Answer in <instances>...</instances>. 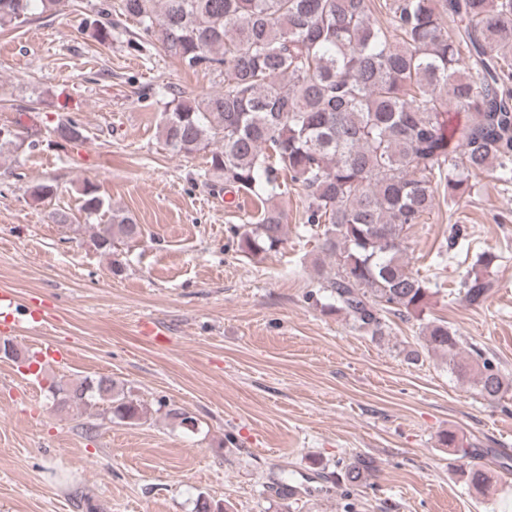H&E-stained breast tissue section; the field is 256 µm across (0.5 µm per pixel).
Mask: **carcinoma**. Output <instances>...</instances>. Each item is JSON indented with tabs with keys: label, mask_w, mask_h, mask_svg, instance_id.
Returning a JSON list of instances; mask_svg holds the SVG:
<instances>
[{
	"label": "carcinoma",
	"mask_w": 512,
	"mask_h": 512,
	"mask_svg": "<svg viewBox=\"0 0 512 512\" xmlns=\"http://www.w3.org/2000/svg\"><path fill=\"white\" fill-rule=\"evenodd\" d=\"M68 2L0 0V27L60 13ZM378 6L389 15L385 25L373 19ZM114 7L166 55L224 75V90L200 101L173 96L161 136L176 154L209 151L225 185L261 203L239 238L242 252L283 243L273 200L288 177L306 191L305 223L334 259L318 291L354 328L381 338L389 316L415 320L422 350L445 357L448 372L484 400H505L512 380L498 363L448 321L427 317L432 292L409 270L403 243L438 189L461 198L485 172L512 183V0H102L89 26L103 45L112 43ZM53 131L66 143L85 137L73 119ZM37 146L0 125V154ZM103 205L96 186L84 184L85 218ZM141 236L133 218L115 214L95 245L110 251ZM495 287L486 270L460 282L470 306ZM420 351L402 349L411 362ZM50 391L61 409L102 402L120 422L143 413L109 376ZM374 469L373 458L353 455L336 483L360 486Z\"/></svg>",
	"instance_id": "carcinoma-1"
}]
</instances>
